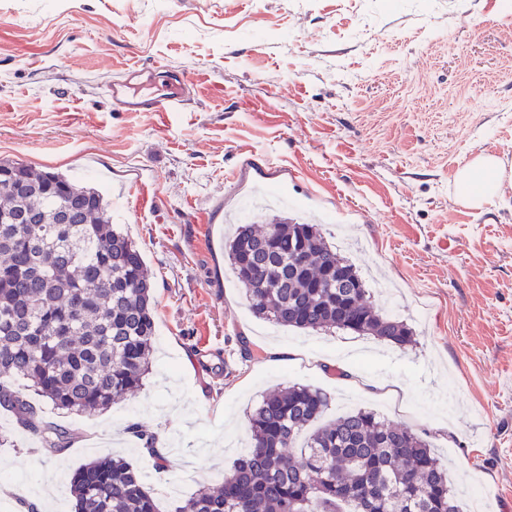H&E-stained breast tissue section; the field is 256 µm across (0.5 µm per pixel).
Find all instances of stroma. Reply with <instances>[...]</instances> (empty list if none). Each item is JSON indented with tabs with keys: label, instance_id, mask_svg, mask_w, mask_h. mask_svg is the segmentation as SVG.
Here are the masks:
<instances>
[{
	"label": "stroma",
	"instance_id": "obj_1",
	"mask_svg": "<svg viewBox=\"0 0 512 512\" xmlns=\"http://www.w3.org/2000/svg\"><path fill=\"white\" fill-rule=\"evenodd\" d=\"M128 67L184 74L188 101L114 109L105 87ZM485 153L505 178L473 207L458 175ZM0 158L106 196L143 251L156 322L135 393L93 416L40 402L76 432L60 454L0 408V512L21 510L14 479L65 502V476L115 454L174 512L292 384L328 394L325 419L366 409L421 434L463 512H512V0H0ZM268 184L413 347L251 313L224 217ZM135 426L163 435L165 468Z\"/></svg>",
	"mask_w": 512,
	"mask_h": 512
}]
</instances>
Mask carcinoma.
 Wrapping results in <instances>:
<instances>
[{
	"label": "carcinoma",
	"instance_id": "carcinoma-1",
	"mask_svg": "<svg viewBox=\"0 0 512 512\" xmlns=\"http://www.w3.org/2000/svg\"><path fill=\"white\" fill-rule=\"evenodd\" d=\"M62 213L71 223H57ZM228 258L259 318L415 343L403 321L371 306L355 267L316 224H239ZM155 335L142 251L114 227L103 194L1 158L0 406L53 456L72 434L43 421L31 397L69 413L103 411L141 387ZM328 405L312 386L269 392L221 486L198 490L175 512H461L448 468L419 434L365 410L312 428ZM69 493L73 512H158L123 458L76 470Z\"/></svg>",
	"mask_w": 512,
	"mask_h": 512
}]
</instances>
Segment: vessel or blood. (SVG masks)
<instances>
[{"label": "vessel or blood", "instance_id": "1", "mask_svg": "<svg viewBox=\"0 0 512 512\" xmlns=\"http://www.w3.org/2000/svg\"><path fill=\"white\" fill-rule=\"evenodd\" d=\"M114 107L124 112H160L182 103L188 92L183 76L172 75L163 82H155L148 71L133 68L123 77L106 86Z\"/></svg>", "mask_w": 512, "mask_h": 512}]
</instances>
